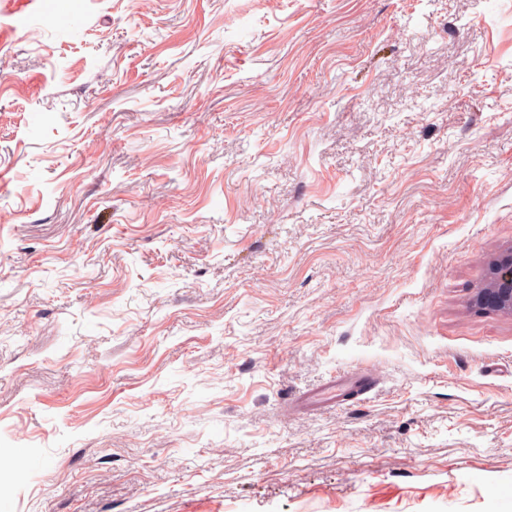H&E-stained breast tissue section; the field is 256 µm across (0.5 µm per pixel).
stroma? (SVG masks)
I'll return each instance as SVG.
<instances>
[{
  "label": "stroma",
  "instance_id": "obj_1",
  "mask_svg": "<svg viewBox=\"0 0 512 512\" xmlns=\"http://www.w3.org/2000/svg\"><path fill=\"white\" fill-rule=\"evenodd\" d=\"M510 246L512 0H0V512H490ZM473 303L480 308L512 314V247L491 262L485 285L475 292Z\"/></svg>",
  "mask_w": 512,
  "mask_h": 512
}]
</instances>
